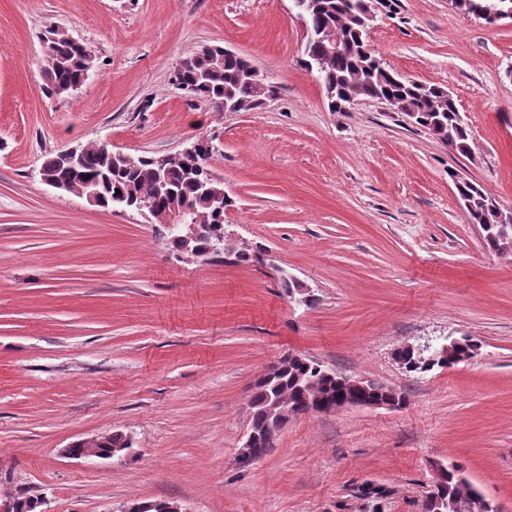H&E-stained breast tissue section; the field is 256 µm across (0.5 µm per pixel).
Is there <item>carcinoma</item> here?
<instances>
[{
	"label": "carcinoma",
	"mask_w": 512,
	"mask_h": 512,
	"mask_svg": "<svg viewBox=\"0 0 512 512\" xmlns=\"http://www.w3.org/2000/svg\"><path fill=\"white\" fill-rule=\"evenodd\" d=\"M306 3L312 31L337 34L341 41L340 49L336 50L326 38L314 37L301 61L305 69L316 71L330 111L341 112L351 101L376 100L393 112L412 115L416 125L447 142L459 155L469 156L471 131L453 97L441 86L405 78L385 66L383 59L366 44V31L357 23L358 0H306ZM456 5L490 24L512 19V0H456ZM41 40L47 46V53L40 61L47 91L62 97L77 90L85 81L87 52L91 47L55 27L46 29ZM251 69L253 65L244 57L226 54L224 47L213 45L181 57L173 77L186 95L208 102L216 112L224 111L226 101L236 103L240 110H250L277 94V87L267 82L263 74L246 78ZM208 155L209 151H204L200 165L195 168L175 165L168 169L164 193L157 192V166L150 156H116L103 144L83 146L82 159L76 167L64 162L57 153L45 160L42 172L73 194L95 188L99 207L103 209L112 208L114 198L132 194L158 224L165 223L173 206L188 204L193 208L195 222L201 226L199 251L203 258L218 255L211 250L212 240L224 224V216L210 207L202 190L205 181L214 179L206 165ZM456 190L471 223L484 227L486 246L498 253L511 251L505 241L512 239V223L501 222L503 208L474 182L461 181ZM476 348L473 340L464 337L454 343L448 359L438 363V367H450L464 357L472 358ZM398 356L409 371L431 369L417 352L405 347L398 351ZM324 371L322 365L306 359L291 365L274 380L258 385L251 401L253 429L260 430L268 424L266 409L273 399L286 398L301 410L314 398L335 399L344 386ZM431 494L429 512H437L440 504L442 512H451L455 501L483 498L458 465L448 470L443 486Z\"/></svg>",
	"instance_id": "carcinoma-1"
}]
</instances>
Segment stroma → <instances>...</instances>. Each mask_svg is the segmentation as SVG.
<instances>
[{
	"instance_id": "stroma-1",
	"label": "stroma",
	"mask_w": 512,
	"mask_h": 512,
	"mask_svg": "<svg viewBox=\"0 0 512 512\" xmlns=\"http://www.w3.org/2000/svg\"><path fill=\"white\" fill-rule=\"evenodd\" d=\"M95 53L48 95L40 35ZM368 43L394 71L444 87L471 129L461 157L365 99L328 108L301 66L291 0H0V498L47 512H421L441 467L512 512V252L484 244L449 170L512 209V20L452 0H398ZM220 45L277 86L217 112L172 82ZM207 143L236 249L182 259L163 225L45 184L47 157L90 142L132 155ZM312 295L299 303L282 273ZM470 337L475 357L409 372L407 344ZM295 354L403 393L398 409L289 418L246 461L259 379ZM121 432L120 457L62 448Z\"/></svg>"
}]
</instances>
